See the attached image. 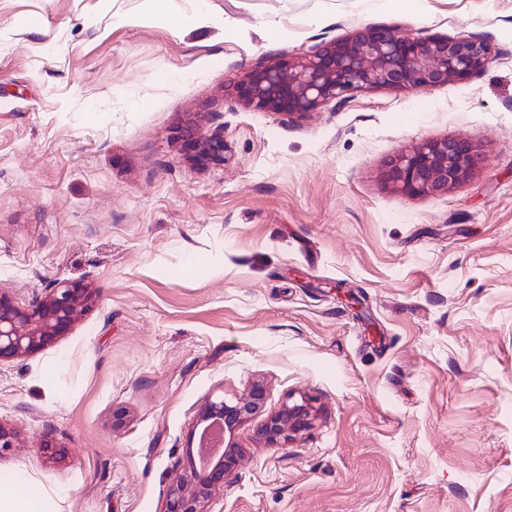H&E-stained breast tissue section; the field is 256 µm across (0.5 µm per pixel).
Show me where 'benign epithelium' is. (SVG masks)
Segmentation results:
<instances>
[{
  "mask_svg": "<svg viewBox=\"0 0 512 512\" xmlns=\"http://www.w3.org/2000/svg\"><path fill=\"white\" fill-rule=\"evenodd\" d=\"M493 50L483 36L463 31L454 37H415L396 27L366 26L350 36L324 42L312 53L281 59L250 71L236 84L247 109L301 118L338 104L353 90L416 91L446 86L483 70ZM189 148L202 158L224 159V124L208 132L189 131ZM482 163L468 139L427 140L397 153L387 163L392 190L416 198L447 192L466 181ZM99 290L87 282L55 281L25 306L0 290V362L31 356L54 344L94 306ZM265 400L257 385L230 400L207 399L196 426L200 443L213 449L187 464L171 482L164 512H204L203 507L240 457L237 428L257 414ZM317 415L313 399L292 396L259 429L266 445L280 448L308 429Z\"/></svg>",
  "mask_w": 512,
  "mask_h": 512,
  "instance_id": "1",
  "label": "benign epithelium"
}]
</instances>
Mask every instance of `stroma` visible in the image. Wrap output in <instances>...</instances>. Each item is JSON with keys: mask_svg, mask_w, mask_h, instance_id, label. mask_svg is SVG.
Here are the masks:
<instances>
[{"mask_svg": "<svg viewBox=\"0 0 512 512\" xmlns=\"http://www.w3.org/2000/svg\"><path fill=\"white\" fill-rule=\"evenodd\" d=\"M360 26L494 58L300 119L238 103L256 66ZM218 124L223 160L196 161L187 127ZM460 137L483 161L449 192L385 182ZM57 279L96 305L0 364V482L53 512H164L198 407L257 383L205 512H512V0H0V290ZM293 394L317 417L268 447Z\"/></svg>", "mask_w": 512, "mask_h": 512, "instance_id": "stroma-1", "label": "stroma"}]
</instances>
